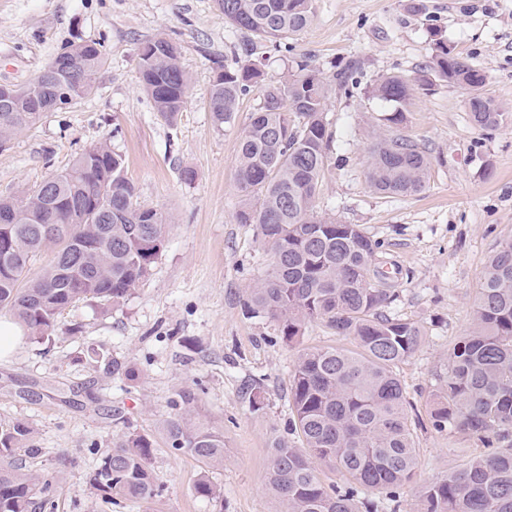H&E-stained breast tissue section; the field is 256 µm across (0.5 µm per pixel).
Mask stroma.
<instances>
[{
  "label": "stroma",
  "mask_w": 512,
  "mask_h": 512,
  "mask_svg": "<svg viewBox=\"0 0 512 512\" xmlns=\"http://www.w3.org/2000/svg\"><path fill=\"white\" fill-rule=\"evenodd\" d=\"M419 2L414 13L410 0H314L312 22L289 39L325 78L346 70L356 81L352 95L329 101L337 163L316 209L382 242L384 266L397 270L388 311L424 333L397 368L420 418L418 467L400 490L401 512H416L423 490L476 452L477 441L434 430L430 409L448 350L472 321L485 263L512 239V0ZM437 33L485 72L484 92L508 119L491 132L475 128L465 91L433 81L416 91L405 123L431 161L423 191L373 192L368 134L389 106L372 99V86L390 73L416 77ZM160 36L179 47L191 77L172 125L139 82L138 51ZM80 40L104 46L94 93L46 113L0 150V196L39 184L105 143L122 156L138 202L166 213V245L128 301L79 303L48 339L24 338L0 359V423L19 419L35 432L34 466L52 481L42 512H279L266 476L274 442L290 438L289 369L301 349L357 346L319 322L286 342L275 322L242 307L246 288L271 263L254 225L235 218L239 139L263 103V88L253 87L220 126L209 92L216 61L250 56L272 79L284 62L268 43L247 41L215 0H0V84L28 83ZM187 169L193 180H185ZM183 391L195 396L193 413L223 435L222 469L204 471L170 450L164 421L171 398ZM132 431L153 440L160 496L150 506L90 496L100 452ZM204 474L223 498L195 495Z\"/></svg>",
  "instance_id": "35a3bbf8"
}]
</instances>
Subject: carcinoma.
Returning <instances> with one entry per match:
<instances>
[{
  "mask_svg": "<svg viewBox=\"0 0 512 512\" xmlns=\"http://www.w3.org/2000/svg\"><path fill=\"white\" fill-rule=\"evenodd\" d=\"M233 27L283 49L284 41L313 19V0H215ZM82 60L75 74L57 73L71 88V106L95 89L105 62L96 41L66 46ZM429 65L414 79L380 76L372 96L393 110L381 118L368 147L367 180L378 193L412 196L429 177V160L402 125L416 89L435 76L469 93L472 124L493 131L506 120L495 101L480 93L486 74L434 42ZM209 96L216 125L229 122L239 100L264 85L260 111L243 131L238 150L236 212L254 224L272 263L264 279L246 291L244 305L267 315L293 342L312 323L324 322L338 336H352L355 351L305 348L289 370L291 428L300 445L278 441L270 449L267 489L280 512H397L400 487L418 465L410 403L395 369L422 340L419 326L394 318L386 276L379 270L382 245L357 224H340L315 206L333 154L326 121L331 92L350 94L349 76L330 86L303 57L287 60L286 73L266 80L263 64H220ZM139 81L157 114L176 120L186 103L190 77L177 47L159 37L139 52ZM18 101L0 107V148L40 121L30 95L48 94L31 80ZM0 313L19 320L35 339L44 338L69 307L87 300L119 305L150 276L166 244L167 216L136 200L123 160L106 144L81 152L47 185L0 197ZM52 258L29 275L45 249ZM191 395L169 402L166 421L171 449L206 469L224 467V436L194 420ZM433 427L481 442L485 450L441 482L428 486L420 512H512V240L490 256L474 300L472 323L448 349V371L430 413ZM33 429L16 420L0 424V512H36L51 482L21 459L32 458ZM153 440L128 432L105 450L89 477L91 494L112 504H149L159 496ZM338 471L345 482L325 483L317 464ZM199 497H220L203 476Z\"/></svg>",
  "mask_w": 512,
  "mask_h": 512,
  "instance_id": "1",
  "label": "carcinoma"
}]
</instances>
